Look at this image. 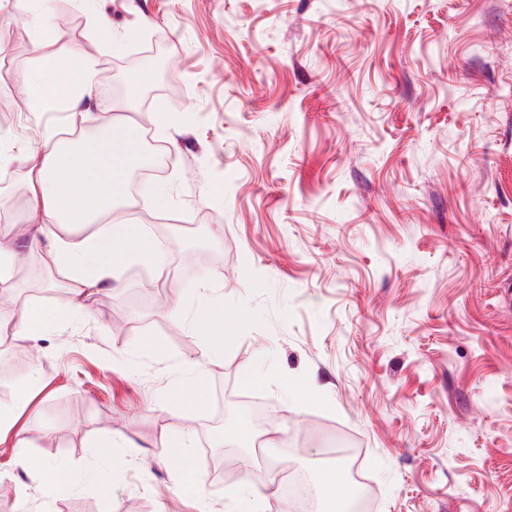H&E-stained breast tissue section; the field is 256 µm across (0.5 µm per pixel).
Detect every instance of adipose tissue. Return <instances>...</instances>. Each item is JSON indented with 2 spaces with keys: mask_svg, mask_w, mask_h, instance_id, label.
<instances>
[{
  "mask_svg": "<svg viewBox=\"0 0 512 512\" xmlns=\"http://www.w3.org/2000/svg\"><path fill=\"white\" fill-rule=\"evenodd\" d=\"M95 79L93 60L82 57L65 65L53 58L42 59L26 78L29 108L78 112L92 96ZM100 130L102 137L94 145L75 150L48 138L33 154L22 178L28 193L31 240L26 246L0 241V282L26 264L35 249L44 267L63 273L77 295L111 282L120 257L151 264L157 280H166V267L154 244L141 237L129 218L115 208L122 195L116 177L139 164L142 153L132 136L116 137L111 123H104ZM63 228L77 229L78 237L60 236ZM57 317L55 310L39 305L26 306L18 318L1 311L0 335L33 340L52 327ZM191 328L203 343L199 357L190 360L184 373L186 379L195 381L206 365L222 357L224 329L196 321ZM16 446L24 468L41 475L45 496L71 483L69 466L29 453L24 440H17Z\"/></svg>",
  "mask_w": 512,
  "mask_h": 512,
  "instance_id": "obj_1",
  "label": "adipose tissue"
}]
</instances>
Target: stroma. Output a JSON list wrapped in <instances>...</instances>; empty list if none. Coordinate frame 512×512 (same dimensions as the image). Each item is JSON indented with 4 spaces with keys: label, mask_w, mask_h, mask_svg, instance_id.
Returning a JSON list of instances; mask_svg holds the SVG:
<instances>
[{
    "label": "stroma",
    "mask_w": 512,
    "mask_h": 512,
    "mask_svg": "<svg viewBox=\"0 0 512 512\" xmlns=\"http://www.w3.org/2000/svg\"><path fill=\"white\" fill-rule=\"evenodd\" d=\"M76 53L87 119L19 107L43 57ZM107 104L165 158V204L125 210L170 277L123 265L83 314L0 342V399L41 377L0 438V512H237L245 471L321 486L329 448L361 454L371 512H512V0H0V239L29 240L25 160ZM205 288L224 357L185 384ZM71 298L35 260L0 282L16 312ZM221 397L262 417L225 422L215 479ZM187 432L198 488L156 455ZM114 435L107 479L49 499L16 461L22 437L80 468Z\"/></svg>",
    "instance_id": "obj_1"
}]
</instances>
